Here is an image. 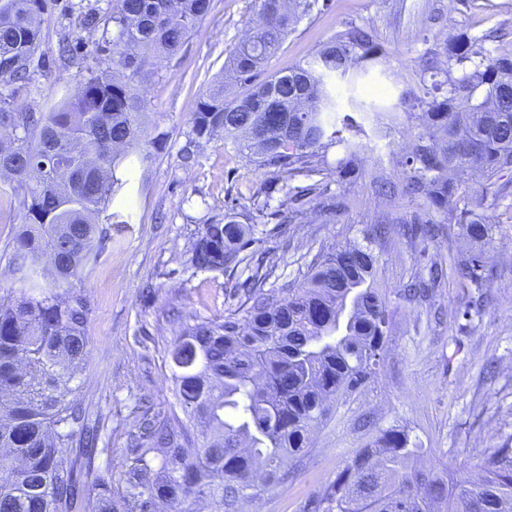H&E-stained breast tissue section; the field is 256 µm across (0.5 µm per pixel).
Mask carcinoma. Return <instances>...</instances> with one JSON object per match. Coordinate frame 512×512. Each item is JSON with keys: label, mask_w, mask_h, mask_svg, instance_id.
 Wrapping results in <instances>:
<instances>
[{"label": "carcinoma", "mask_w": 512, "mask_h": 512, "mask_svg": "<svg viewBox=\"0 0 512 512\" xmlns=\"http://www.w3.org/2000/svg\"><path fill=\"white\" fill-rule=\"evenodd\" d=\"M259 25L203 95L192 118L190 143L217 133L260 169L281 180L282 224H297L304 194L332 214L339 197L325 196L318 176L325 153L346 145L336 175L352 169L357 145L336 130L335 102L326 78L348 72L378 53L370 31L349 26L304 63L264 72L293 24L317 0H256ZM50 0H0V184L19 197L21 227L13 240L12 272L19 287L0 296V512H157L208 498L214 512L276 494L288 463L303 459L312 433L332 413L336 397L374 374L388 325V298L375 286L389 224H411L412 236L434 237L435 225L458 224L481 242L490 226L460 193V176L486 181L512 170V56L479 63L453 78L445 63L479 54L457 39L433 79L415 82L402 105L420 127L405 160L401 194L413 207L371 220L367 243L317 256L305 281L266 288L273 274L252 248V227L224 213L203 226L188 250L195 269L242 267L240 304L221 319L177 315L169 350L174 396L181 413L140 411L130 461L109 488L95 468L97 434L77 398L76 372L88 343L90 304L74 287L104 246L95 216L126 184L123 161L144 165L140 144L146 103L138 82L160 57L175 55L212 0H117L112 11V70H92L75 95L49 112L17 100L41 47L42 16ZM247 88L231 101L227 81ZM310 181L295 186L298 179ZM464 288H480L482 252L456 256ZM411 285L419 295L444 275ZM200 428L195 441L188 425ZM417 449L407 432L388 428L358 450L318 497L325 512H509L512 448H494L481 477L453 483L410 464Z\"/></svg>", "instance_id": "cac0c4a2"}]
</instances>
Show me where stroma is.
Segmentation results:
<instances>
[{
    "mask_svg": "<svg viewBox=\"0 0 512 512\" xmlns=\"http://www.w3.org/2000/svg\"><path fill=\"white\" fill-rule=\"evenodd\" d=\"M114 4L58 0L44 16L43 56L30 66L22 101L35 111H49L75 94L88 69L110 66L101 32L81 30L79 20L90 7L109 17ZM258 21L255 0H213L212 11L178 53L140 86L144 122L165 138L149 146L148 166L127 170V183L111 209L129 221L100 218L106 245L81 280L91 311L77 396L104 424L97 465L111 487L118 483L135 430L137 397L150 396L163 415L175 403L168 356L173 311L220 318L238 304L232 288L239 270L186 264L202 224L223 219L231 207L256 218L255 247L274 267L269 287L300 284L318 254L362 242L372 217L409 207V199L374 194L369 175L382 168L392 181L402 180L417 123L406 118L401 101L434 52L446 40L463 37L484 64L512 53V0H330L328 8L303 17L269 70L302 62L350 24L371 28L381 51L329 81L337 117L352 116L363 128L353 138L359 146L358 173L327 180L344 209L331 216L309 199L301 223L284 229L275 216L259 218L254 211L255 202L275 195L276 174L249 163L223 136L204 143L193 161L182 160L200 97ZM63 39L74 48L66 59L58 55ZM461 191L491 226L481 244L488 268L482 305L468 309V296L453 277L426 300L406 299L403 290L421 266V252L446 258L470 251L472 244L454 224L444 225L426 244L392 225L376 274L388 297L389 332L375 376L337 398L329 419L314 432L310 453L291 464L287 484L276 496L246 504L244 512H309L310 501L382 429H405L420 448L415 465L458 481L479 476L487 449L512 443V170L491 184L479 172H465ZM20 222L16 197L0 190V289L14 285L6 246Z\"/></svg>",
    "mask_w": 512,
    "mask_h": 512,
    "instance_id": "stroma-1",
    "label": "stroma"
}]
</instances>
